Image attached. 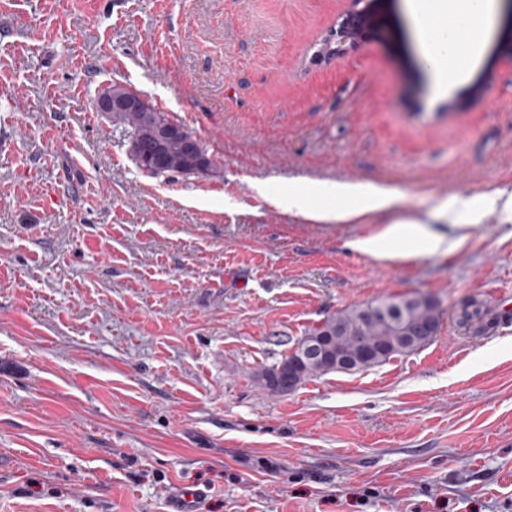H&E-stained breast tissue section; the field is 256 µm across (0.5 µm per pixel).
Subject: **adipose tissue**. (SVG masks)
Here are the masks:
<instances>
[{
  "mask_svg": "<svg viewBox=\"0 0 512 512\" xmlns=\"http://www.w3.org/2000/svg\"><path fill=\"white\" fill-rule=\"evenodd\" d=\"M423 57L439 94L451 93L466 65L483 49L496 23L494 0H409ZM315 198L339 200L336 208H317ZM277 205L320 223L344 224L395 208L394 192L371 184L314 182L278 197ZM354 249L376 258H408L447 251L449 242L429 222L413 217L386 225L374 236L359 239Z\"/></svg>",
  "mask_w": 512,
  "mask_h": 512,
  "instance_id": "ef3b65f1",
  "label": "adipose tissue"
}]
</instances>
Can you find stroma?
<instances>
[{
    "label": "stroma",
    "instance_id": "35a3bbf8",
    "mask_svg": "<svg viewBox=\"0 0 512 512\" xmlns=\"http://www.w3.org/2000/svg\"><path fill=\"white\" fill-rule=\"evenodd\" d=\"M353 14L352 44L321 57ZM192 133L204 176L150 175L100 91ZM374 184L396 209L309 221L254 186ZM512 194L500 37L447 98L406 0H0V512H512V215L448 252L351 247L438 200ZM433 340L266 389L306 331L395 294ZM471 309V310H469ZM461 329L473 333H482L488 328L483 324L482 311L476 301H472L463 306L462 319L458 322Z\"/></svg>",
    "mask_w": 512,
    "mask_h": 512
}]
</instances>
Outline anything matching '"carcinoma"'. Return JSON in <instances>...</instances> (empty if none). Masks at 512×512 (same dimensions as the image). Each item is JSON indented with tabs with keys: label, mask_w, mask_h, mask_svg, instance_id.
Wrapping results in <instances>:
<instances>
[{
	"label": "carcinoma",
	"mask_w": 512,
	"mask_h": 512,
	"mask_svg": "<svg viewBox=\"0 0 512 512\" xmlns=\"http://www.w3.org/2000/svg\"><path fill=\"white\" fill-rule=\"evenodd\" d=\"M112 123L127 134L131 154L145 171L192 176L196 170L211 167L201 143L166 112H114ZM440 316L439 304L433 297L423 293L399 294L342 310L327 317L320 326L310 328L308 335L326 337L324 345L342 355L346 372L351 373L382 365L427 345L426 340L411 342V336L426 325L439 328ZM458 325L474 333L487 329L477 302L463 306ZM298 356L299 353L292 352L281 363L265 369L261 373L264 386L271 390L275 381L285 386L294 381L301 384L311 377L333 372L311 358L292 373L279 372L280 364Z\"/></svg>",
	"instance_id": "carcinoma-1"
}]
</instances>
